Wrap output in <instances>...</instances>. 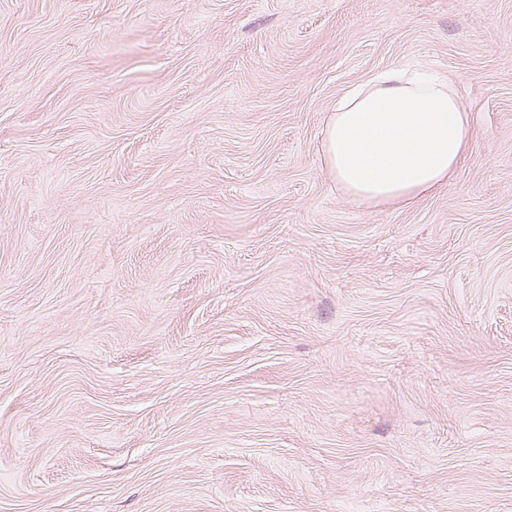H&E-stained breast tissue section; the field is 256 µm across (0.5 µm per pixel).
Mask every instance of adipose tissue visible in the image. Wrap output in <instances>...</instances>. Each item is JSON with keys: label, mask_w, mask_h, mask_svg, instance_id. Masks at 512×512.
Wrapping results in <instances>:
<instances>
[{"label": "adipose tissue", "mask_w": 512, "mask_h": 512, "mask_svg": "<svg viewBox=\"0 0 512 512\" xmlns=\"http://www.w3.org/2000/svg\"><path fill=\"white\" fill-rule=\"evenodd\" d=\"M472 135L443 80L390 69L337 101L321 147L327 168L352 196L411 204L447 184Z\"/></svg>", "instance_id": "1"}]
</instances>
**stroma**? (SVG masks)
Here are the masks:
<instances>
[{"label":"stroma","mask_w":512,"mask_h":512,"mask_svg":"<svg viewBox=\"0 0 512 512\" xmlns=\"http://www.w3.org/2000/svg\"><path fill=\"white\" fill-rule=\"evenodd\" d=\"M394 66L474 136L367 204ZM0 512H512V0H0ZM472 135L443 80L390 69L336 102L321 147L327 168L352 196L411 204L448 183Z\"/></svg>","instance_id":"1"}]
</instances>
